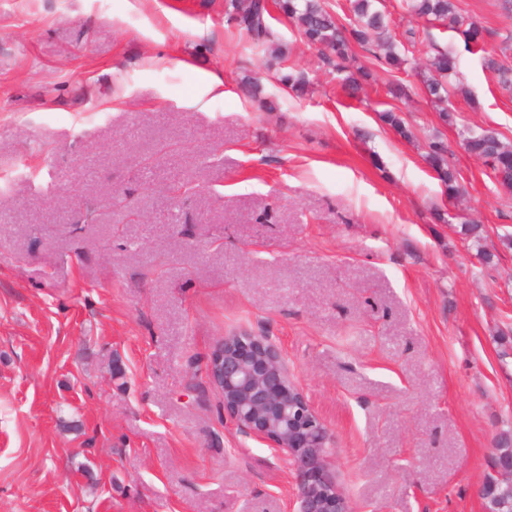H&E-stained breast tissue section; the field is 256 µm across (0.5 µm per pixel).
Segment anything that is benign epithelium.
<instances>
[{
	"label": "benign epithelium",
	"instance_id": "7a95c632",
	"mask_svg": "<svg viewBox=\"0 0 512 512\" xmlns=\"http://www.w3.org/2000/svg\"><path fill=\"white\" fill-rule=\"evenodd\" d=\"M206 376L224 415L286 455L298 487L292 512H353L336 481L332 436L275 343L246 331L226 335L210 354Z\"/></svg>",
	"mask_w": 512,
	"mask_h": 512
}]
</instances>
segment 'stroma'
Returning <instances> with one entry per match:
<instances>
[{"mask_svg": "<svg viewBox=\"0 0 512 512\" xmlns=\"http://www.w3.org/2000/svg\"><path fill=\"white\" fill-rule=\"evenodd\" d=\"M454 3L453 27L378 0L417 68L356 50L373 78L355 99L276 8L262 50L225 0H0V512H289L285 456L205 374L240 331L283 351L354 512H484L512 430V189L421 73L453 51L459 125L512 143L484 64L512 68V0ZM426 158L444 187L448 201L455 200L460 193V186L457 171L448 160V147L443 142L432 141Z\"/></svg>", "mask_w": 512, "mask_h": 512, "instance_id": "1", "label": "stroma"}]
</instances>
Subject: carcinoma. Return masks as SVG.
<instances>
[{
	"label": "carcinoma",
	"mask_w": 512,
	"mask_h": 512,
	"mask_svg": "<svg viewBox=\"0 0 512 512\" xmlns=\"http://www.w3.org/2000/svg\"><path fill=\"white\" fill-rule=\"evenodd\" d=\"M373 0H353L352 11L356 24L350 28L338 21L321 5L320 0H278L279 9L294 21L306 39L321 52H330L336 58V70L344 72L351 61L352 46L369 50L377 41L386 47L384 61L397 69L409 64L405 53L397 43L387 37V16L373 8ZM407 12L417 18L446 20L456 16L454 0H404ZM268 13L266 0H227L226 14L230 20L245 30L255 47L268 42L270 32L265 20ZM457 62L449 52L438 53L423 76V85L430 96L443 99L449 97L459 85ZM464 149L471 155L491 163L498 182L512 188V145L503 142L497 133L485 131L475 134L466 128L458 130ZM427 161L444 187L448 200L456 199L460 193L457 171L448 160V147L441 141L429 145Z\"/></svg>",
	"instance_id": "carcinoma-1"
}]
</instances>
